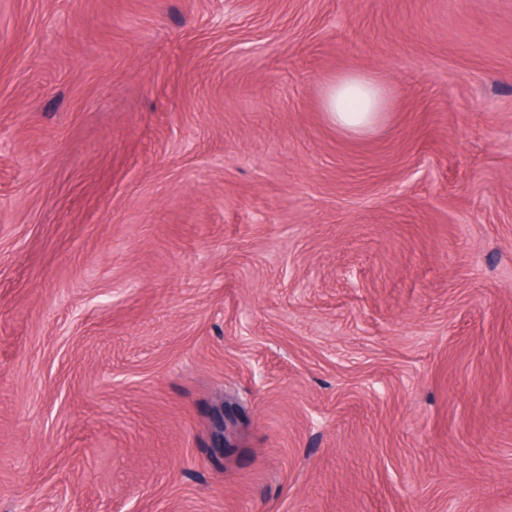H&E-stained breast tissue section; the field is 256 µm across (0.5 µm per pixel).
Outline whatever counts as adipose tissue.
Returning a JSON list of instances; mask_svg holds the SVG:
<instances>
[{"mask_svg":"<svg viewBox=\"0 0 512 512\" xmlns=\"http://www.w3.org/2000/svg\"><path fill=\"white\" fill-rule=\"evenodd\" d=\"M384 108V97L376 81L361 71H352L328 85L323 110L339 129L360 134L371 129Z\"/></svg>","mask_w":512,"mask_h":512,"instance_id":"1","label":"adipose tissue"}]
</instances>
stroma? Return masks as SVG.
<instances>
[{
  "mask_svg": "<svg viewBox=\"0 0 512 512\" xmlns=\"http://www.w3.org/2000/svg\"><path fill=\"white\" fill-rule=\"evenodd\" d=\"M0 512H512V0H0ZM384 108V97L376 81L362 71H351L328 85L323 111L339 129L361 134L371 129Z\"/></svg>",
  "mask_w": 512,
  "mask_h": 512,
  "instance_id": "obj_1",
  "label": "stroma"
}]
</instances>
